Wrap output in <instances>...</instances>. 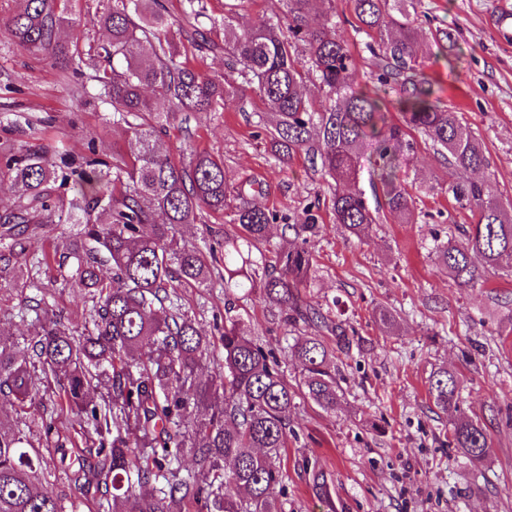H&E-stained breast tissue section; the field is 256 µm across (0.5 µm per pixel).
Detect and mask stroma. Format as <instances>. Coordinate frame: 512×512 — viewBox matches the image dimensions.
<instances>
[{"label":"stroma","instance_id":"1","mask_svg":"<svg viewBox=\"0 0 512 512\" xmlns=\"http://www.w3.org/2000/svg\"><path fill=\"white\" fill-rule=\"evenodd\" d=\"M215 20L231 17L235 29L283 14L284 0H204ZM97 0H71L72 26L65 36L80 47L107 33L92 18ZM410 21L424 34L418 54L435 80L442 104L462 113L482 143L489 178L504 205L512 206V0H410ZM452 33L457 43L439 50L430 28ZM95 63L64 72L19 47L0 27V152L40 153L52 163L82 164L89 155L111 161L126 154L130 140L112 125L102 87L92 79ZM266 109L249 87L223 110L176 114L163 138L172 154L206 150L224 160L229 182L251 180L262 190L257 203L300 219L311 202L327 204L332 189L304 153L274 159ZM413 185L431 186L416 196L415 223L381 217L362 236L350 235L321 211L322 230L308 248L319 266L304 299L332 310L349 332L350 346L337 352L343 396L326 412L297 398L289 415L296 432L286 450L287 474L279 497L282 512H512V272L488 274L485 283L459 287L437 265L435 240L473 223L469 210L446 193L458 178L431 144H419L404 166ZM78 224H41L37 233L49 264L23 265V292L0 294V340L24 350L34 331L24 301L45 296L75 326L86 316L81 289L63 286L67 247ZM180 294L206 335L224 316V283L213 280ZM241 329L277 355L289 379L301 367L289 354L293 334L259 296L244 302ZM395 319L384 329L376 313ZM461 379L459 409L437 408L429 393L433 372ZM478 418L491 441L488 458L470 463L448 437L456 417ZM324 473L332 494L321 502L310 470Z\"/></svg>","mask_w":512,"mask_h":512}]
</instances>
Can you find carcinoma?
<instances>
[{
	"label": "carcinoma",
	"mask_w": 512,
	"mask_h": 512,
	"mask_svg": "<svg viewBox=\"0 0 512 512\" xmlns=\"http://www.w3.org/2000/svg\"><path fill=\"white\" fill-rule=\"evenodd\" d=\"M14 2L0 22L21 48L62 70L85 54L104 62L93 80L107 93L112 123L131 133L134 146L110 172L96 168L95 159L73 170L78 189L66 206L56 198L68 177L45 155L7 160L24 198L0 215V237L10 241L0 251V291L26 288L21 261L39 250L30 224H79L95 211L99 221L85 224L83 236L68 247L65 283L84 289L88 303L83 330L49 313L45 298H31L26 309L39 327L27 352L0 342V396L15 414L0 420V512H77L88 500L108 497L112 512H281V459L294 435L288 414L297 388L321 409L336 410L340 389L332 358L334 349L350 344L342 324L300 292L314 273L315 258L304 244L318 234L319 215L309 206L303 223H290V216L251 202L252 182L230 184L223 158L194 152L177 161L161 147L159 133L178 112H216L242 86L255 87L267 105L274 155L286 163L305 151L336 183L333 219L356 237L382 213L399 224L416 223L415 197L400 171L403 155L415 152L413 134H420L460 174L448 195L477 217L461 227L459 239L435 247L439 268L464 288L483 282L489 270H512V213L490 181L467 177L486 166L480 142L461 113L434 98L418 61L417 30L395 17L405 0H349L355 30L372 38L371 86L358 82L356 57L336 16L308 23L318 0H286L284 16L239 33L226 24L222 46L210 37L217 22H201L207 18L203 0H187L188 28L174 26L159 0H106L93 23L109 39L86 51L61 37L72 25L65 0ZM172 29L199 52L224 49V80L177 61ZM299 45L307 50L304 61L294 56ZM310 73L328 93L317 109L304 93ZM148 88L168 101V111H155ZM363 158L372 204L357 188ZM205 209L232 213L235 230L208 245L212 260L222 256V270L175 235L176 225L195 223ZM272 224L281 225L283 240L294 235L296 244L268 247ZM214 276L224 281L223 364L203 381L199 370L214 351L183 309L179 289L203 286ZM256 285L285 325L311 329L290 346L303 370L296 384L258 339L240 331L239 302ZM460 385L456 374L438 371L428 392L436 407L455 410ZM72 415L79 423L73 435ZM449 445L473 462L486 459L491 448L473 419L454 421ZM45 451L60 453V495L41 488ZM185 454L196 458L199 473H181ZM160 478L165 486L157 488Z\"/></svg>",
	"instance_id": "cac0c4a2"
}]
</instances>
